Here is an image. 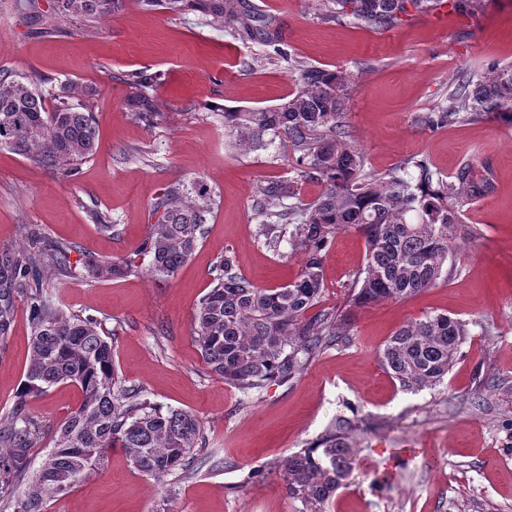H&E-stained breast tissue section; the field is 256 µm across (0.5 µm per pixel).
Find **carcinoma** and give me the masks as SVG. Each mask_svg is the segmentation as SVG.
<instances>
[{"label":"carcinoma","instance_id":"obj_1","mask_svg":"<svg viewBox=\"0 0 512 512\" xmlns=\"http://www.w3.org/2000/svg\"><path fill=\"white\" fill-rule=\"evenodd\" d=\"M125 0H51L59 19L90 25L121 11ZM330 16L351 17L359 26L392 28L411 11L441 0H326ZM143 11L175 14L199 11L231 34L242 32L267 43L277 41L273 21L256 15L245 0H136ZM299 73L295 91L277 105L224 110V132L234 147L265 150L285 134L302 148L296 159L304 178L318 180L321 194L304 206L294 182L275 181L260 190L255 205L261 235L277 252L286 243L300 250L297 275L279 288H260L237 271L226 255L215 268L212 288L200 299L194 340L205 364L224 382L242 390L285 381L301 373L309 359L332 344L349 341L346 316L315 308L324 291L323 255L341 231L354 228L366 240V266L348 285L353 308L383 301H404L448 280L455 228L461 206L486 191L488 179L470 164L444 181L429 165L410 158L383 174L364 171L357 149L345 144V99L350 76L340 70L291 61ZM158 77L141 72L128 100L139 118L156 112L148 89ZM481 112H495L512 124V64H494L488 73H464L448 103L428 123H451ZM96 128L82 106L58 98L53 108L37 82L0 72V148L27 156L66 178L93 154ZM213 192L201 177L176 180L150 205L149 232L140 253L151 258L152 273L173 277L189 260L213 213ZM75 248L48 242L33 232L19 257L0 259V334L14 318V294L26 297L32 324L30 364L15 409L0 420V499L24 482L20 512H44L50 497L70 492L104 467L108 450L120 448L134 468L159 481L186 471L201 434L197 416L140 399L125 387L112 364V345L90 316L68 313L44 292V282L81 264L96 278L122 277L131 261L71 260ZM466 324L446 314L427 315L396 330L380 352V363L402 388L418 391L441 382L460 357ZM72 383L80 405L56 429L53 447L39 469L29 473V451L45 432L25 411L26 397L44 394L59 383ZM350 422L340 418L336 433L282 461L288 496L304 512L324 508L347 484L353 450Z\"/></svg>","mask_w":512,"mask_h":512}]
</instances>
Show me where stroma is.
I'll return each instance as SVG.
<instances>
[{"label": "stroma", "mask_w": 512, "mask_h": 512, "mask_svg": "<svg viewBox=\"0 0 512 512\" xmlns=\"http://www.w3.org/2000/svg\"><path fill=\"white\" fill-rule=\"evenodd\" d=\"M16 2L0 0V70L44 77L50 106L61 86L72 85L93 116L97 141L70 178L0 150V253H20L34 231L97 261H134L135 272L122 278L97 279L81 268L44 289L63 309L100 322L125 386L201 422L187 478L156 481L115 448L98 474L48 499L45 512H303L277 465L334 430L340 417L354 426L353 469L326 512H512V125L487 112L451 125L420 122L446 104L461 73L512 63V0H481L475 12H451L440 22L424 10L391 29L328 17L321 0H248L274 19L276 48L230 34L200 13L146 12L135 0L90 29L55 18L49 0H39L42 15L29 22ZM290 55L350 74L348 143L365 171L381 173L414 156L448 180L469 160L491 187L463 206L448 281L355 309L346 345L325 348L288 382L245 392L211 374L193 340V317L220 255L234 256L263 288L288 283L301 266L290 246H266L253 217L261 187L296 180L299 149L241 152L224 135L225 108L273 106L295 89ZM145 68L164 78L149 122L127 105L131 76ZM198 176L214 192V213L178 273L157 278L139 252L149 205L171 182ZM95 212L112 229L101 230ZM366 254L364 236L353 229L327 245L320 309L343 306ZM438 313L467 323L461 356L443 382L404 390L378 354L399 327ZM30 339L29 307L19 297L9 333L0 336L2 417L18 401ZM80 399L69 383L27 399L46 432L30 450L32 467Z\"/></svg>", "instance_id": "stroma-1"}]
</instances>
